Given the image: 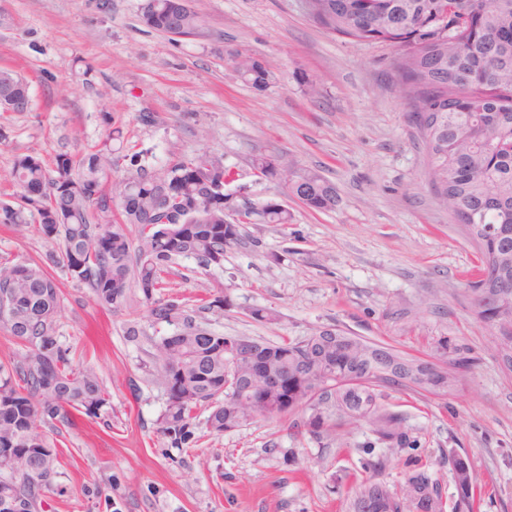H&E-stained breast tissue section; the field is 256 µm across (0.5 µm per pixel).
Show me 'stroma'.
Returning a JSON list of instances; mask_svg holds the SVG:
<instances>
[{
    "mask_svg": "<svg viewBox=\"0 0 512 512\" xmlns=\"http://www.w3.org/2000/svg\"><path fill=\"white\" fill-rule=\"evenodd\" d=\"M145 0H0V67L30 84L32 107L0 112V200L12 199L14 160L53 166L101 147L122 127L121 152L144 151L156 171L207 155L236 173L227 210L275 200L288 224H247L222 266L171 277L173 291L200 299L220 292L221 313L198 320L227 336L277 343L335 326L423 360L439 340L472 358L450 396L390 392L415 448L387 456L365 427L347 446L294 434L288 419L259 418L236 431L173 448L158 431L165 406L151 376L154 339L140 300L114 313L86 287L61 279L60 332L77 368L100 377L109 403L57 435L64 494L44 512H348L341 479L385 458L381 479L399 484L411 458L427 461L446 496L455 488L446 458H469L485 485L480 512H512V372L477 322L465 291L475 246L434 196L427 155L392 82L395 46L317 28L301 0H195L206 24L192 37L145 27ZM238 50L267 61L266 90L227 61ZM317 95H309V83ZM154 113L143 124L141 113ZM259 155L312 169L333 183L335 210L315 212L287 197L252 166ZM52 248L34 226L0 224V262L30 263ZM275 309L272 323L251 318ZM138 336H128L129 327ZM98 485L101 500L85 495Z\"/></svg>",
    "mask_w": 512,
    "mask_h": 512,
    "instance_id": "obj_1",
    "label": "stroma"
}]
</instances>
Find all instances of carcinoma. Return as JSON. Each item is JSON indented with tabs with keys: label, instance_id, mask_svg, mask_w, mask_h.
Masks as SVG:
<instances>
[{
	"label": "carcinoma",
	"instance_id": "carcinoma-1",
	"mask_svg": "<svg viewBox=\"0 0 512 512\" xmlns=\"http://www.w3.org/2000/svg\"><path fill=\"white\" fill-rule=\"evenodd\" d=\"M178 0H153L141 14L148 28H175L195 35L205 18ZM479 12L483 29L457 33L461 49L429 22L448 16V25ZM310 20L322 30L370 43L398 47L392 79L400 86L428 157L427 178L440 204L457 223L493 229L476 243L480 271L486 279L467 284L475 319L512 336V0H313ZM230 61L240 77L262 91L274 78L270 66L236 52ZM29 92L17 72L0 68V94ZM143 151L116 154L112 146L76 159L56 158L52 169L39 158L15 159L13 175L19 203L0 202V224H25L34 218L38 233L58 246L42 262L1 264L0 285L9 287L12 318L0 317V331L21 350L0 363V512L11 498L35 505L47 493L59 495L60 451L44 428L71 427L79 416L97 417L108 404L102 382L92 369L72 365L71 348L62 341L59 311L63 295L54 271L84 285L96 303L113 312L140 293L154 325L171 331L157 337L153 377L164 388L159 432L173 448H195L198 412L208 411L207 430L214 435L249 423L246 412L225 400L224 376L231 370L224 355V335L197 322L187 298L164 291L180 258L198 267H219L224 250L241 241V226L260 217L264 224H287L288 210L246 207L224 213V183L230 169L204 155L176 160L158 173ZM125 162L130 175L112 185V171ZM253 168L262 176L296 186L315 212L334 209L336 188L306 168L277 173L270 158L259 155ZM352 345L317 356L312 336L264 343L271 369L288 372V391L269 394L255 410L273 419L292 417L290 428L319 441L342 440L354 420L363 421L391 454L413 447L406 418L386 404V390L447 395L472 359L458 357L448 368L434 369L407 385L373 373V354L380 344L358 336ZM456 490L448 506L439 479L419 459L412 461L399 488L374 474L349 487V512H414L416 500L434 501L435 512H477L478 475L471 464L448 453Z\"/></svg>",
	"mask_w": 512,
	"mask_h": 512
}]
</instances>
